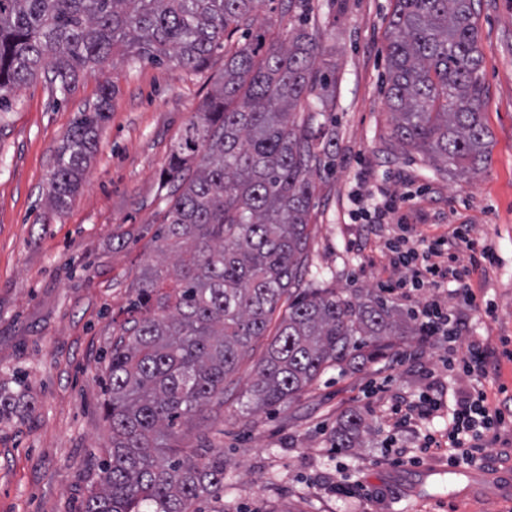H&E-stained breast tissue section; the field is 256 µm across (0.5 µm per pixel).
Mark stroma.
<instances>
[{
	"instance_id": "35a3bbf8",
	"label": "stroma",
	"mask_w": 512,
	"mask_h": 512,
	"mask_svg": "<svg viewBox=\"0 0 512 512\" xmlns=\"http://www.w3.org/2000/svg\"><path fill=\"white\" fill-rule=\"evenodd\" d=\"M309 25L336 63L330 115L336 161L316 181L309 218L311 279L345 296L379 293L397 278L394 224L352 223L351 199L382 186L411 193L401 220L429 237L468 231L494 263L470 280L469 299L491 309L459 340H432L422 356L392 364L418 336H398L381 356L353 369L334 365L294 401L256 412L249 381L266 342L242 360L223 405L182 427L224 450V512H512V423L486 438L482 473L448 464L447 448L419 454L421 432L443 436L471 379L444 360L481 342L490 409L512 416V0L478 5L481 110L492 138L486 169L470 182L437 170L391 136L386 45L392 0H310ZM226 41L197 69L124 59L80 74L63 95L37 78L0 112V512H82L100 482L111 443L104 376L113 342L133 316L134 285L155 262L151 238L163 220L171 148L224 72ZM113 87L97 151L67 212L45 206L57 152L79 112ZM443 391L433 417L404 428L381 415ZM360 410L373 426L357 448H332L340 415ZM419 456L412 464L411 456Z\"/></svg>"
}]
</instances>
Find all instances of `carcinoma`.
Wrapping results in <instances>:
<instances>
[{
	"label": "carcinoma",
	"mask_w": 512,
	"mask_h": 512,
	"mask_svg": "<svg viewBox=\"0 0 512 512\" xmlns=\"http://www.w3.org/2000/svg\"><path fill=\"white\" fill-rule=\"evenodd\" d=\"M288 38L224 54L218 89L173 147V190L152 238L161 261L136 282L144 309L115 343L104 399L111 431L99 488L82 512H197L224 496V450L175 446L182 425L224 391L243 357L288 312L249 385L261 409L294 400L329 366L367 361L358 347L414 327L384 300L302 288L315 176L336 137L304 113L335 97V66L309 27V0H284ZM480 0H394L388 30L392 136L465 181L487 166L491 134L479 48ZM258 0H0V110L44 75L60 93L79 73L126 57L197 69L224 39L259 22ZM111 88L77 116L52 172L47 207L61 213L80 188L108 118ZM371 427L346 411L336 448Z\"/></svg>",
	"instance_id": "obj_1"
}]
</instances>
